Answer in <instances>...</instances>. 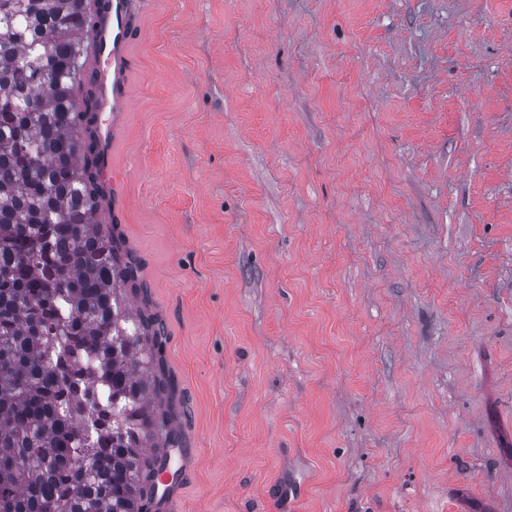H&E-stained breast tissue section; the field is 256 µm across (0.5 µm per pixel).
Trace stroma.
<instances>
[{
	"instance_id": "stroma-1",
	"label": "stroma",
	"mask_w": 512,
	"mask_h": 512,
	"mask_svg": "<svg viewBox=\"0 0 512 512\" xmlns=\"http://www.w3.org/2000/svg\"><path fill=\"white\" fill-rule=\"evenodd\" d=\"M109 226L179 512H512V0H140Z\"/></svg>"
}]
</instances>
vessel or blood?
Returning a JSON list of instances; mask_svg holds the SVG:
<instances>
[{"instance_id":"obj_1","label":"vessel or blood","mask_w":512,"mask_h":512,"mask_svg":"<svg viewBox=\"0 0 512 512\" xmlns=\"http://www.w3.org/2000/svg\"><path fill=\"white\" fill-rule=\"evenodd\" d=\"M83 7L95 15V24L84 33L81 44L88 64L98 72L96 93L102 109L109 114L95 128L105 159L101 178L108 181L112 178V143L128 107L129 60L139 11L136 0H110L109 9L103 13L97 12L95 0H84ZM184 474L181 466L174 470L159 468L154 512H174Z\"/></svg>"}]
</instances>
